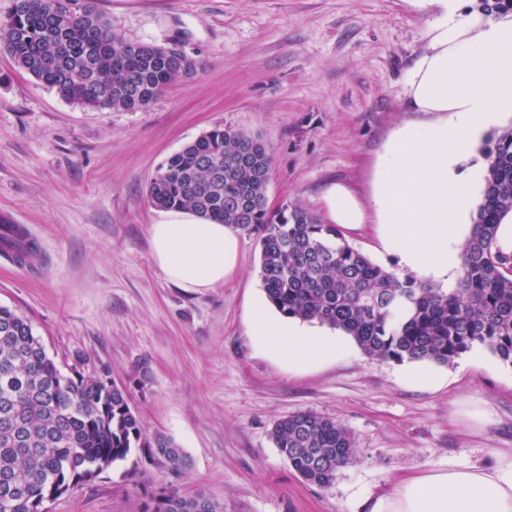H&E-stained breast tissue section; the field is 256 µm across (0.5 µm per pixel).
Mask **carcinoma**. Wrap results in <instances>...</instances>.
Instances as JSON below:
<instances>
[{"label":"carcinoma","instance_id":"carcinoma-1","mask_svg":"<svg viewBox=\"0 0 512 512\" xmlns=\"http://www.w3.org/2000/svg\"><path fill=\"white\" fill-rule=\"evenodd\" d=\"M486 15L512 13V0H479ZM0 43L16 67L64 100L102 111L150 106L198 61L112 29L95 0H13ZM482 199L459 256L456 287L399 275L351 246L338 225L310 210H272L271 157L258 135L216 127L158 169L147 199L256 237L265 299L282 315L349 336L370 359L448 365L480 344L512 365V255L496 244L512 215V127L486 151ZM29 262L39 249L9 224L0 246ZM63 371L30 321L0 306V512H48L45 503L128 459L135 448L180 472L188 455L174 439L147 437L126 388ZM271 438L306 482L327 487L355 461L351 433L336 420L298 411L274 423ZM144 512H202L197 501L163 491Z\"/></svg>","mask_w":512,"mask_h":512}]
</instances>
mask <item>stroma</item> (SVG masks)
<instances>
[{"label": "stroma", "mask_w": 512, "mask_h": 512, "mask_svg": "<svg viewBox=\"0 0 512 512\" xmlns=\"http://www.w3.org/2000/svg\"><path fill=\"white\" fill-rule=\"evenodd\" d=\"M129 39L174 45L200 63L148 108L96 111L63 101L0 49V224L28 225L36 269L0 259V306L30 320L58 365L128 392L147 435L185 450L175 472L133 449L127 461L50 502L49 512H143L152 495L201 493L218 512H357L396 480L512 457V366L490 351L443 367L418 386L405 363L340 356L288 367L249 334L265 301L260 247L241 236L237 271L194 292L168 282L149 227L177 215L152 207L159 166L214 127L268 145V204L322 214L332 183L368 197L409 109L408 75L426 46L431 11L412 0H97ZM371 261L394 269L373 224L343 230ZM311 410L339 421L356 460L321 488L270 439L273 424Z\"/></svg>", "instance_id": "obj_1"}]
</instances>
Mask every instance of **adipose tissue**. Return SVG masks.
Listing matches in <instances>:
<instances>
[{
	"instance_id": "obj_1",
	"label": "adipose tissue",
	"mask_w": 512,
	"mask_h": 512,
	"mask_svg": "<svg viewBox=\"0 0 512 512\" xmlns=\"http://www.w3.org/2000/svg\"><path fill=\"white\" fill-rule=\"evenodd\" d=\"M414 2L434 14L426 49L410 71V107L435 118L392 133L369 198L338 183L322 201L332 223L374 219L401 269L448 288L458 275L456 258L475 205L476 176L486 166L478 147L512 114V20L463 13L462 0ZM150 241L166 279L184 288L216 287L238 267L240 240L224 224H154ZM251 334L292 366L343 350L338 339L276 319L261 306L253 312ZM366 504L368 512H512V461L435 469L402 480Z\"/></svg>"
}]
</instances>
